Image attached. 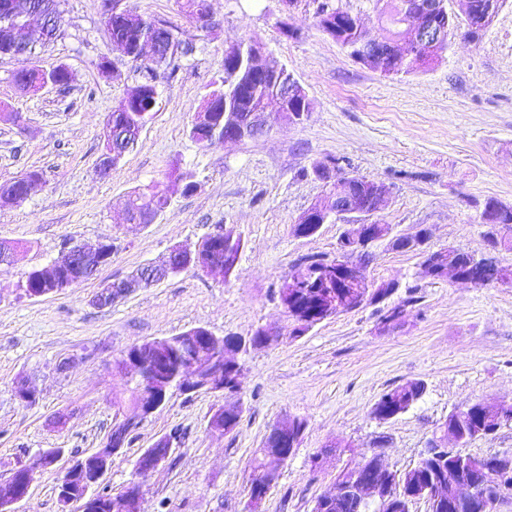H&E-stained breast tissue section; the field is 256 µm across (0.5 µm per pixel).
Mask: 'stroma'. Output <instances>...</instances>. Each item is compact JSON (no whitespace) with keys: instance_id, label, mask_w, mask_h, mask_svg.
I'll list each match as a JSON object with an SVG mask.
<instances>
[{"instance_id":"35a3bbf8","label":"stroma","mask_w":512,"mask_h":512,"mask_svg":"<svg viewBox=\"0 0 512 512\" xmlns=\"http://www.w3.org/2000/svg\"><path fill=\"white\" fill-rule=\"evenodd\" d=\"M209 3L214 32L188 21L177 0H122L133 14L178 25L195 51L180 59L174 79L159 77L153 120L106 177L97 167L107 118L142 73L125 60L117 76L98 69L109 52L103 0H60V34L37 63L66 66L68 84L22 92L13 76L25 60L0 55V185L32 170L44 182L20 204L0 206V242L16 247L13 265L0 267V479L20 463L34 477L18 512H60L57 485L68 459L99 448L130 413L114 403L128 381L116 368L123 351L197 327L244 338L262 327L268 338L238 356L242 416L233 433L209 429L214 395L175 390L113 459L104 485L115 493L146 448L180 431L168 461L145 481L144 512H247L252 460L275 425L296 419L305 423L302 438L257 512H312L375 441L401 471L453 413L512 401V283L425 278L421 255L380 241L367 272L375 283H396L386 300L296 337L278 295L301 262L335 256L341 235L358 230L340 221L311 237L292 230L322 193L313 163L330 157L388 186L380 217L394 233L425 227L428 251L490 252L512 268V248L490 249L477 222L484 200L512 204V0L477 40L459 23L439 62L389 77L352 61L317 28L315 0ZM248 38L286 65L313 110L303 123L279 120L263 136L202 147L189 136L191 122L222 74L225 49ZM177 170L193 174L194 192L175 183ZM143 188L170 205L154 223H127L128 196ZM224 227L244 243L232 275L190 267L96 304L104 284L161 263L172 247L196 250ZM68 241L111 242L112 259L65 291L24 295L21 274L57 260ZM398 304L401 320L383 324ZM25 378L41 389L31 406L13 396ZM410 380L424 382L422 398L394 419H375L381 394ZM46 448L63 449V459L43 466L38 453ZM321 453L324 463L313 466Z\"/></svg>"}]
</instances>
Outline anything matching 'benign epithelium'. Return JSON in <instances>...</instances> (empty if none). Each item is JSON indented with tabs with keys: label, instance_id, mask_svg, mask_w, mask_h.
Listing matches in <instances>:
<instances>
[{
	"label": "benign epithelium",
	"instance_id": "1",
	"mask_svg": "<svg viewBox=\"0 0 512 512\" xmlns=\"http://www.w3.org/2000/svg\"><path fill=\"white\" fill-rule=\"evenodd\" d=\"M439 32L440 27L433 18L432 7L426 3L420 4L412 7L409 13V22L401 44L431 47L437 43ZM216 128L223 132L224 140L237 142L257 138L268 131L265 124L258 126L240 122L232 112L224 113L218 119ZM384 194V188L377 184L373 189L370 209L362 210L352 202L336 209V216L339 218H362L360 233L356 237L348 232L344 233L336 256L323 257L319 263L323 271L330 273L350 289V297L353 298L356 309L368 302L372 291L366 268L353 260V256L378 241V230L383 238L396 239L393 227L377 218ZM204 251L203 246L194 254L175 247L170 250V256L187 267L194 265L204 271L222 269L218 263L204 261ZM111 258L110 243L102 242L92 249L75 245L66 248L61 259L48 266L36 268L34 272L40 281L52 285L56 291H61L73 286L66 278L71 270L87 266L95 273L108 264ZM469 260L470 274L460 276L454 266L447 262L446 253L433 257V262L439 265L441 276L448 275L457 281L478 286L484 283L490 261L473 255L469 256ZM132 286L133 283L126 280L108 283L101 289L98 300L110 304L126 295ZM215 339L217 336L205 328L183 333V341L193 345L198 354L177 375L176 387L180 391H204L221 400L224 392L236 388L238 378L224 377V367L215 365L214 359L207 357L208 349ZM164 363L165 357L161 356L149 367L143 363L139 352H133L129 348L124 351L118 369L134 370L139 380L149 385L156 396L142 400L134 415L126 416L114 424L112 435L99 448L70 460L58 485V498L64 507H71L76 512H92L98 506V489L112 464V458L122 452L123 435L135 431L166 400V389L171 386V380L168 379ZM13 395L16 400L27 405L39 399L40 390L36 382L24 380L15 385ZM276 439L280 448L279 458L284 464L295 451V443L289 437L288 427H277ZM178 440L179 435L172 432L146 449L138 458L134 476L123 494L105 502L106 512H140L144 496L143 480L168 460L170 449ZM464 440L465 436L448 430L443 436L432 440L424 458L440 462L450 460L455 463L462 477L453 483L451 491L442 488L436 493H430V496L447 501L450 512H502V505L512 504V493L507 490L506 485V480L512 477V455H488L480 464L473 466L464 462L466 456L460 452V448L464 447ZM32 482L33 472L28 466L21 464L16 467L10 478L0 483V512H17L15 505L28 496ZM398 485L397 473L389 467L381 449L375 448L347 476L338 478L336 492L324 496L320 504L330 506L347 499L360 504H371L376 512H406L408 503L399 499Z\"/></svg>",
	"mask_w": 512,
	"mask_h": 512
}]
</instances>
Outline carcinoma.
Returning <instances> with one entry per match:
<instances>
[{
  "label": "carcinoma",
  "mask_w": 512,
  "mask_h": 512,
  "mask_svg": "<svg viewBox=\"0 0 512 512\" xmlns=\"http://www.w3.org/2000/svg\"><path fill=\"white\" fill-rule=\"evenodd\" d=\"M17 15H26L36 12L54 15L61 18L59 0H10ZM383 6L379 10L381 33L375 35L367 30L358 16L337 5L331 7L323 3L316 16V26L336 41L357 63L385 75L410 74L423 65L430 64L442 57L450 47V36L458 27V18L455 12L448 9V0H422V2L436 5V17L443 30V38L432 49H424L409 45H399L403 23L408 13L406 5L410 0H382ZM502 0H467L468 8L465 20L467 22L466 36L472 40L479 38L483 32L482 20L498 11ZM180 11L202 29H211L209 22L211 12L208 0H179ZM162 25L172 37L171 48L156 57L147 60L141 59L146 46V39L155 35V27ZM112 48L117 50L116 57L125 58L138 64L142 70V80L129 87L132 93L130 110L112 113V122L119 128V135L126 141L128 150H133L139 142L145 125L154 115L158 104L159 92L157 72L160 69L167 71V78L173 79L177 75L179 66L175 60L188 56L193 47L183 42L179 37L178 28L167 22L155 18H143L126 13L114 16L111 20ZM260 43L255 40H241L224 53V76L218 87L208 93L203 100L200 111L207 112L210 108H222L229 104L232 111L239 113L242 120L247 121L257 112H266L268 101L279 99L283 84L289 82L291 74L285 65L278 67L275 77L256 79L251 75L250 60ZM42 79L41 72L29 65L18 72L15 77L17 86L26 90L35 86ZM324 190L318 198L321 210H314L310 216H315L326 224L336 222V194H341L344 200L352 201L360 206L370 204L372 183L362 175L340 171L335 175V181L323 184ZM167 204L166 198L150 189H141L133 192L127 201V211L130 221L135 224H146L151 216L160 215ZM487 217L493 225L486 233L494 235L500 244L512 246V206L501 201L488 198L484 201L479 217ZM211 254L218 259L224 273L229 274L236 266L242 250V238L232 228H228L212 238ZM318 265L314 258L306 259L295 271L299 276V287L290 288L283 283L280 290V300L287 310L288 317L294 324L293 333L300 336L307 332L311 325L301 323L296 308L303 302L314 303L322 307L331 301L348 294V289L336 287V281L323 277L313 268ZM169 345L166 352L168 370L175 374L177 370L188 361L194 350L186 348L179 343L176 336L168 337ZM424 383L420 380L408 381L397 385L385 393L375 402L372 413L383 415L384 419H392L409 410L422 396ZM241 416L240 405L236 403L224 405V433L233 432L239 424ZM466 429L467 439L473 440L487 433L480 429H488L489 425L481 418H470L460 422ZM272 436H267L261 455L251 464V496H264L268 489L263 486L260 474L268 467L278 464L273 446ZM437 476L456 480L454 469L444 466L436 469L435 465L418 461L414 466L400 472L399 480L404 491L413 486L420 485Z\"/></svg>",
  "instance_id": "cac0c4a2"
}]
</instances>
